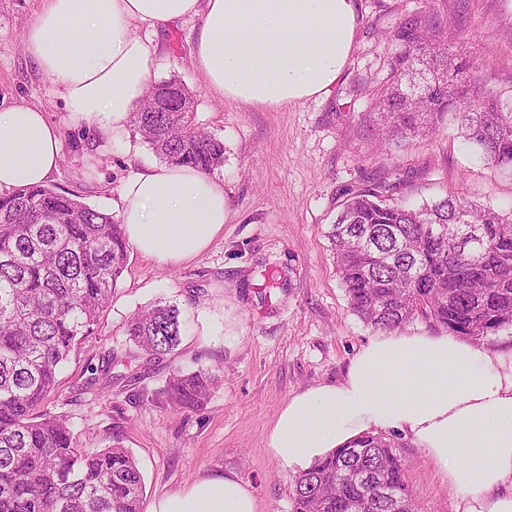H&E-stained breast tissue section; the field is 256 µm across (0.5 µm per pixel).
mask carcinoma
I'll use <instances>...</instances> for the list:
<instances>
[{
	"label": "carcinoma",
	"instance_id": "carcinoma-1",
	"mask_svg": "<svg viewBox=\"0 0 512 512\" xmlns=\"http://www.w3.org/2000/svg\"><path fill=\"white\" fill-rule=\"evenodd\" d=\"M454 29L438 14L415 13L389 31L390 77L375 101L383 144L432 133L452 112L481 160L512 170V95L476 79L474 58L448 44ZM151 91L131 117L151 149L208 174L221 166L224 142L198 125L184 84L171 78ZM159 95L169 111H149ZM392 190L379 181L353 193L328 232L351 309L381 331L420 320L481 341L512 329V215L463 192L412 208ZM128 248L117 218L72 194L44 185L0 194V512H141L131 452L116 443L82 454L67 416L47 407L62 364L109 305ZM126 327L149 361L181 341L175 305H154ZM112 379L111 364L93 367L87 388L103 392ZM211 383L206 370L179 372L159 394L198 409ZM394 447L365 436L299 473L292 512H415Z\"/></svg>",
	"mask_w": 512,
	"mask_h": 512
}]
</instances>
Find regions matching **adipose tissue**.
Masks as SVG:
<instances>
[{"label": "adipose tissue", "instance_id": "1", "mask_svg": "<svg viewBox=\"0 0 512 512\" xmlns=\"http://www.w3.org/2000/svg\"><path fill=\"white\" fill-rule=\"evenodd\" d=\"M198 13L192 58L201 79L247 106L327 94L355 46L354 0H43L25 48L55 83L66 123L116 135L151 88L156 48L136 28ZM61 125L33 104L0 109V191L47 182ZM117 208L140 252L188 260L224 230V183L186 165H150L122 185ZM392 431L425 452L443 483L468 498V512H512V365L500 352L444 331L379 333L339 381L289 398L267 446L304 471L360 436ZM149 512L258 507L230 473L201 476Z\"/></svg>", "mask_w": 512, "mask_h": 512}]
</instances>
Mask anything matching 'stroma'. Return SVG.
Instances as JSON below:
<instances>
[{
    "instance_id": "35a3bbf8",
    "label": "stroma",
    "mask_w": 512,
    "mask_h": 512,
    "mask_svg": "<svg viewBox=\"0 0 512 512\" xmlns=\"http://www.w3.org/2000/svg\"><path fill=\"white\" fill-rule=\"evenodd\" d=\"M433 3L452 15L455 0H355V48L336 85L319 98L282 108L220 100L192 60L201 17L154 34V81L179 78L192 92L196 120L224 142V232L198 256L161 263L129 249L124 272L92 335L71 353L48 407L67 415L77 448L95 453L120 439L144 480L141 506L209 474H235L253 490L259 512H292V470L267 446L280 409L295 393L338 381L351 356L374 336L352 311L336 274L326 232L350 193L395 179L393 196L422 204L460 190L512 212V171L481 162L445 119L429 137L384 147L368 117L374 90L390 73L384 38L404 15ZM40 0H0V105L36 104L62 125V149L48 187L117 214L120 186L158 158L139 134L130 148L101 132L65 124L54 83L28 57L24 36ZM459 43L484 83L512 94V0H466ZM178 306L179 347L145 361L125 324L157 303ZM111 358V391L84 389L86 368ZM215 377L207 405L184 412L143 399L175 371ZM406 463L417 512H465L433 463L392 433Z\"/></svg>"
}]
</instances>
